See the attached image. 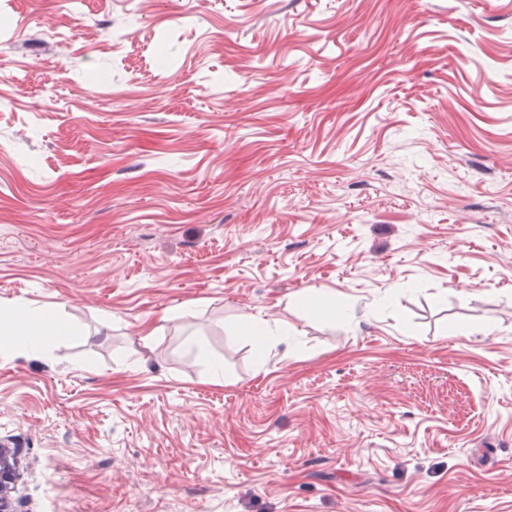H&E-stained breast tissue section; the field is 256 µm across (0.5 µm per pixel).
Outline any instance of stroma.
<instances>
[{
    "label": "stroma",
    "mask_w": 512,
    "mask_h": 512,
    "mask_svg": "<svg viewBox=\"0 0 512 512\" xmlns=\"http://www.w3.org/2000/svg\"><path fill=\"white\" fill-rule=\"evenodd\" d=\"M23 306L10 512H512V0H0ZM29 314L33 319L32 322L12 335L9 341L3 342L0 339L1 349L7 346L11 352L22 356H38L47 353L50 339L64 340L75 335L72 327L53 309L35 307L29 309ZM35 325L47 326L48 333L36 332ZM237 331L238 335L249 336L253 340L257 362L261 364L266 359L269 344L288 334L286 329L271 327L261 319H252L240 325Z\"/></svg>",
    "instance_id": "stroma-1"
}]
</instances>
